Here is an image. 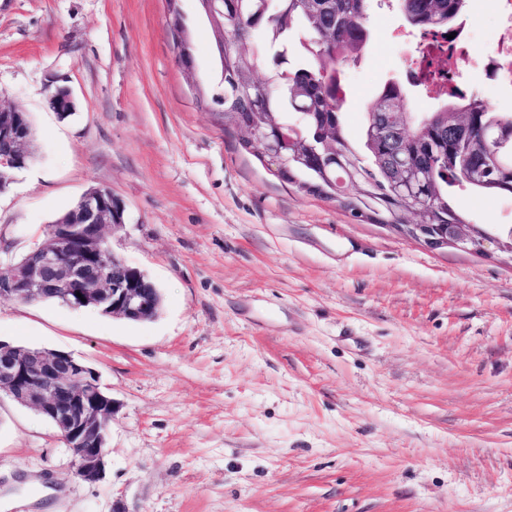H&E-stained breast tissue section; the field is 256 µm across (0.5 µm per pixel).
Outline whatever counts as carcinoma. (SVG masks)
Returning <instances> with one entry per match:
<instances>
[{
  "label": "carcinoma",
  "instance_id": "1",
  "mask_svg": "<svg viewBox=\"0 0 512 512\" xmlns=\"http://www.w3.org/2000/svg\"><path fill=\"white\" fill-rule=\"evenodd\" d=\"M406 24L425 33L451 31L467 0H396ZM373 0H218L224 13L219 54L224 125L259 124L271 137L291 133L279 176L299 189L333 199L350 187L348 208L376 224H406L398 219L421 213L423 224H465L452 204L459 191L485 197L512 196V147L499 150L497 164L484 167L472 184L463 175L462 153L481 164L483 139L512 114L491 112L471 96L436 89L442 105L424 113L407 132V94L394 80L385 83L363 112L359 139L345 134V68L358 61L372 40L367 25ZM300 33L301 59L290 62L289 36ZM266 65V77L254 72ZM292 120H286V114ZM336 149L328 158L324 146Z\"/></svg>",
  "mask_w": 512,
  "mask_h": 512
}]
</instances>
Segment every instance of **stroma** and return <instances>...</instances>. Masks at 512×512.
<instances>
[{
    "instance_id": "stroma-1",
    "label": "stroma",
    "mask_w": 512,
    "mask_h": 512,
    "mask_svg": "<svg viewBox=\"0 0 512 512\" xmlns=\"http://www.w3.org/2000/svg\"><path fill=\"white\" fill-rule=\"evenodd\" d=\"M0 0V104L34 130L0 193V262L88 190L106 244L162 294L131 322L0 301V340L63 350L113 399L104 478L73 475L54 426L0 397V512H512V256L432 249L283 181L225 127L198 0ZM347 67L358 138L403 64L397 7ZM70 88L60 118L48 98ZM482 224L512 197L455 195Z\"/></svg>"
}]
</instances>
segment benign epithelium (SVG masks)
Instances as JSON below:
<instances>
[{"label": "benign epithelium", "instance_id": "benign-epithelium-1", "mask_svg": "<svg viewBox=\"0 0 512 512\" xmlns=\"http://www.w3.org/2000/svg\"><path fill=\"white\" fill-rule=\"evenodd\" d=\"M51 108L64 116L75 108L71 91L58 86ZM249 145L259 149L264 163L282 166L288 139L272 140L250 122L240 124ZM32 130L22 111L0 105V192L25 166ZM512 141V127L500 126L493 149L482 160L492 162L497 148ZM124 223V208L108 189L86 192L70 208L59 227L20 262L0 267V300L38 298L47 293L72 308L97 307L101 312L140 321L154 317L159 296L141 285L140 270L123 266L108 269L103 261L104 230ZM430 248L452 246L484 255L487 246L503 247L490 232L476 234L472 224H395ZM31 407L45 417L71 448L76 476L88 483L103 478L112 420V396L102 387L96 371L64 351L32 350L0 341V394Z\"/></svg>", "mask_w": 512, "mask_h": 512}]
</instances>
